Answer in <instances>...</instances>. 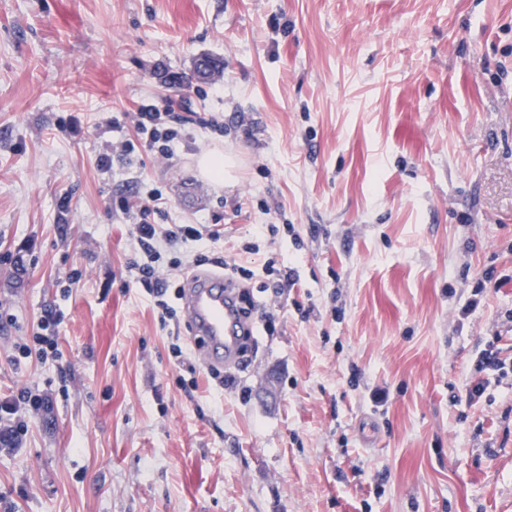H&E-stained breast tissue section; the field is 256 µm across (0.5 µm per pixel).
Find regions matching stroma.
Returning <instances> with one entry per match:
<instances>
[{
  "label": "stroma",
  "instance_id": "1",
  "mask_svg": "<svg viewBox=\"0 0 512 512\" xmlns=\"http://www.w3.org/2000/svg\"><path fill=\"white\" fill-rule=\"evenodd\" d=\"M142 104L216 126L100 170ZM153 187L257 272L275 329L234 386L126 269L118 203ZM0 300V396L53 399L0 512H512V383L465 400L473 351L512 348V0H0ZM49 303L59 358L16 359Z\"/></svg>",
  "mask_w": 512,
  "mask_h": 512
}]
</instances>
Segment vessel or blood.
<instances>
[{
    "label": "vessel or blood",
    "mask_w": 512,
    "mask_h": 512,
    "mask_svg": "<svg viewBox=\"0 0 512 512\" xmlns=\"http://www.w3.org/2000/svg\"><path fill=\"white\" fill-rule=\"evenodd\" d=\"M239 286L223 273L193 270L183 281L180 305L204 367L236 364L255 325L242 313Z\"/></svg>",
    "instance_id": "1"
}]
</instances>
